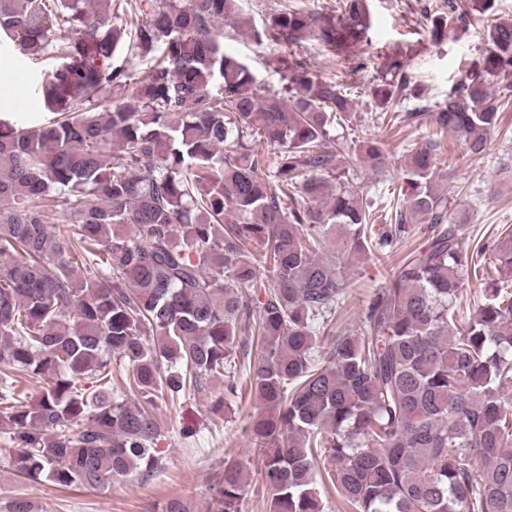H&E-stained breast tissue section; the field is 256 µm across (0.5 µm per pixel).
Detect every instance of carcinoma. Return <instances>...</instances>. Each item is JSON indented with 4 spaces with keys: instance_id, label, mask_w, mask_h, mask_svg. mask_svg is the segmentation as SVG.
I'll list each match as a JSON object with an SVG mask.
<instances>
[{
    "instance_id": "1",
    "label": "carcinoma",
    "mask_w": 512,
    "mask_h": 512,
    "mask_svg": "<svg viewBox=\"0 0 512 512\" xmlns=\"http://www.w3.org/2000/svg\"><path fill=\"white\" fill-rule=\"evenodd\" d=\"M241 0H142L133 39L162 57L112 101L127 70L112 64L126 32L112 0H0V37L21 55L64 59L44 76L49 117L0 120V433L19 474L98 489L159 468V394L208 399L248 367L270 512H324L329 479L354 512H512V231L492 250L496 287L461 308L471 247L457 233L447 174L414 152L394 215L336 180L330 133L353 110L299 59L283 93H260L224 50V22L259 43L315 37L336 57L368 41V0L336 18L282 7L258 26ZM427 17L438 40L466 26ZM485 55L436 108L405 120L450 131L485 152L500 114L491 81L512 76V21L489 26ZM395 58L372 89L385 116L410 81ZM275 147L269 156L262 146ZM387 171L385 142L363 145ZM55 212L67 233L46 223ZM385 220L376 227L375 221ZM414 223L448 224L375 290L360 325L336 338L356 282L352 260L390 256ZM334 259L321 260L326 245ZM274 277L256 293L257 264ZM256 350L241 349L245 331ZM146 404L112 389V358ZM37 388L31 399L21 392ZM243 468L224 465L211 512H242Z\"/></svg>"
}]
</instances>
